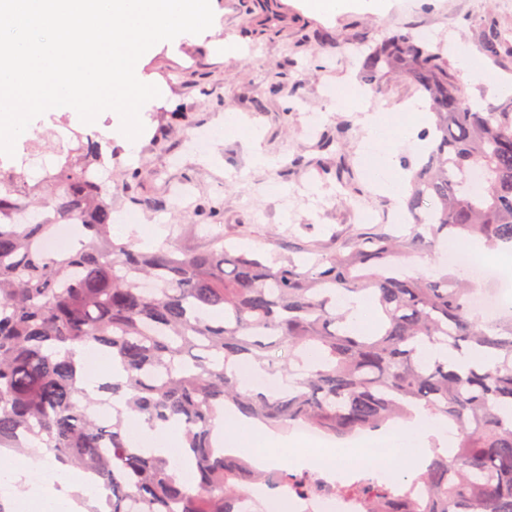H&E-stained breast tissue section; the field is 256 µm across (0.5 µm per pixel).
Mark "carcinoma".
<instances>
[{
    "instance_id": "cac0c4a2",
    "label": "carcinoma",
    "mask_w": 512,
    "mask_h": 512,
    "mask_svg": "<svg viewBox=\"0 0 512 512\" xmlns=\"http://www.w3.org/2000/svg\"><path fill=\"white\" fill-rule=\"evenodd\" d=\"M475 45L493 66L512 61V38L488 16ZM361 81L379 91L406 76L429 98V150L412 171L401 206L415 217L408 237L364 234L305 268L270 264L233 245L187 247L166 239L151 249L114 241L111 186L96 178L105 161L94 137L34 186L11 168L0 178V449L39 442L54 463L94 477L101 497L88 512H238L262 473L215 444L214 420L235 408L269 425L302 423L345 436L407 419L417 407L453 423L451 454L434 453L423 471L391 488L361 474L336 492L362 512H512V317L483 322L458 276L405 272L399 255H434L441 239L491 247L512 244V97L493 112L463 100L444 56L410 32L392 31L364 55ZM48 209L85 236L49 252ZM377 300V327L349 326L340 299ZM264 336L278 337L299 369L276 368ZM102 346L122 378L99 387L114 415L78 376L74 350ZM471 345L497 362L458 371L428 359L425 346ZM255 363L293 378L268 393L241 383L229 366ZM183 430L186 466L133 447L129 413ZM282 497L321 486L315 475L274 472Z\"/></svg>"
}]
</instances>
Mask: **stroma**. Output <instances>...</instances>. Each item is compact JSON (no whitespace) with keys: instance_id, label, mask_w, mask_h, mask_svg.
Segmentation results:
<instances>
[{"instance_id":"obj_1","label":"stroma","mask_w":512,"mask_h":512,"mask_svg":"<svg viewBox=\"0 0 512 512\" xmlns=\"http://www.w3.org/2000/svg\"><path fill=\"white\" fill-rule=\"evenodd\" d=\"M219 30L182 34L151 47L140 59L142 82L156 85L157 98L141 108L144 130L134 150H126L109 132L118 121L101 113L87 124L67 109L48 111L31 122L33 132L17 142L13 155L0 163L26 177L56 171L60 151L72 148L73 132L99 134L112 157V216L139 214L146 229L161 228L167 238L190 247L210 243L214 233L245 251L269 259L291 255L309 266L352 241L363 230L385 229L397 236L408 225L383 224L381 211L392 200L372 184L365 164L363 118L376 113L394 121L402 104L427 98L404 76L390 75L374 96L339 103L331 86L358 88L359 62L372 40L403 29H427L434 44L456 40L471 45L474 25L494 12L501 27L512 31V0H386L369 11L349 0L332 15L309 11L306 0H216ZM236 42L242 55L225 54L224 40ZM450 63L467 102L493 110L508 94L492 78L468 80L458 58ZM242 116L261 134V146L278 163L254 166L252 148L242 137L221 131L224 115ZM339 133L337 152L317 147L320 132ZM344 155L360 174L365 192L356 204L343 201L336 182L322 178ZM309 159L293 167L294 158ZM275 181L281 193L271 196L262 185ZM284 449L267 452L269 466L300 471L322 449L345 447L346 439L329 437L327 446L298 442L294 427L280 430Z\"/></svg>"}]
</instances>
